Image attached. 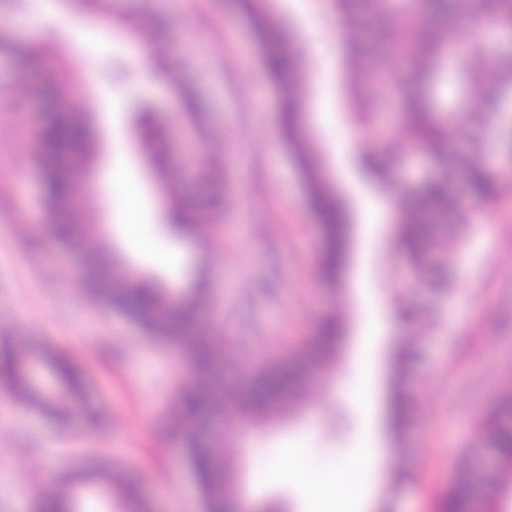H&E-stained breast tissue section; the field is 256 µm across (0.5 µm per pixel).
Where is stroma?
Returning <instances> with one entry per match:
<instances>
[{
  "mask_svg": "<svg viewBox=\"0 0 512 512\" xmlns=\"http://www.w3.org/2000/svg\"><path fill=\"white\" fill-rule=\"evenodd\" d=\"M275 12L291 18L307 59L305 105L320 119L308 127L325 169L355 218L349 261L340 292L317 275L322 242L307 204L300 173L283 142L275 114L278 92L257 76L260 57L251 34L236 17L234 0H112L86 20L73 0H0V28L43 45L48 66L61 80L57 96L38 93L41 72L0 55V343L65 354L86 368V392L96 424L73 413L55 424L0 387V512H43L42 493L85 459L109 453L115 466L138 476L151 512H204L186 452L170 427V411L182 383L194 376L179 351L147 336L124 315L87 297L75 275L77 254L55 241L41 188L30 164L32 129L62 110L68 75L91 70L95 85L84 103L93 113L95 153L86 171L81 221L98 229L127 265L183 287L204 267L211 305L197 321L232 347L234 367L247 373L267 364L275 350H293L314 336L320 319L341 308L348 334L331 371L311 378L301 405L259 427L225 407L219 429L237 452H249L261 478L253 506L280 498L303 512L298 485L286 478L277 449H303L320 469L337 466L374 436L385 454L380 491L370 512H436L457 469L482 449L478 418L492 395L512 381V187H503L486 217H474L462 233L465 248L453 261L450 295L407 285L410 265L391 247L382 228L366 227L371 209L385 199L351 181L353 127L342 81L338 15L318 0H275ZM165 17L168 30L157 57L170 68L149 80L131 59L141 19ZM81 46L67 59L58 47ZM192 88L204 111L201 128L183 118L176 85ZM153 96L167 111L163 148L173 171L193 162H225L219 183L185 189L188 207H206L227 194L231 204L216 215V231L204 239L176 240L166 230L167 200L126 110L131 90ZM122 157L142 201L138 256L124 245L125 229L112 226V163ZM377 310L384 329L372 352L373 398L363 411L350 395L362 357L363 327ZM411 343V427L403 436L383 423L393 357Z\"/></svg>",
  "mask_w": 512,
  "mask_h": 512,
  "instance_id": "obj_1",
  "label": "stroma"
}]
</instances>
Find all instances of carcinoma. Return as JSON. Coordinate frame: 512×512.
I'll use <instances>...</instances> for the list:
<instances>
[{"mask_svg": "<svg viewBox=\"0 0 512 512\" xmlns=\"http://www.w3.org/2000/svg\"><path fill=\"white\" fill-rule=\"evenodd\" d=\"M274 0H238L243 26L258 41L262 54L261 76L275 83L281 93L278 120L281 132L305 182L309 202L320 222L323 247L318 261L320 277L337 287L346 260V225L349 224L345 201L324 171L316 149L306 133L303 121L302 53L279 33L273 17ZM329 8L343 19L342 38L347 49L344 73L350 111L356 130L367 132L374 117L384 107V99L368 90L394 68H401L405 82L398 88L401 133L409 134V150L430 158L441 170L448 167L463 181V193L456 192L444 175L429 176L414 184L396 180L391 157L394 146L386 142L374 146L365 143L364 164L374 179L388 192L400 187L409 204L399 206L392 219L395 244L408 256L412 278L419 285L439 291L453 286L448 276L452 251L440 242L429 225L440 218L460 229L470 223L469 211L462 204L467 196L480 206L491 207L498 200L497 184L512 185V114L498 113L488 131L499 138L507 166L499 169L486 160L481 143L448 160V147L464 124L485 125L487 113L501 104L512 89V47L487 70L481 46H470L465 55L448 57L460 22L475 14L491 16L497 27L512 37V0H328ZM0 53L12 54L32 64H44V56L28 43L0 31ZM446 81L462 89L454 106L442 111L429 99L431 86ZM83 100L71 105L40 125L33 133L31 161L39 175L42 196L52 219V231L58 244L72 246L84 234L79 222L78 188L93 154L95 138ZM140 142L158 175L167 186L172 176L167 156L157 148L162 129L152 109L143 110ZM174 216L171 227L188 238L213 229L207 213L187 210L184 199L169 205ZM79 282L100 304L118 310L137 323L148 335L181 349L189 358L197 379L183 385L172 407L174 431L182 437L189 463L199 483L205 512H225L234 496L241 471L224 441L212 436L195 435L190 424L203 412L220 418V406L228 397L238 411L261 422L297 406L306 391V378L291 364L275 363L252 375L224 383V369L231 363L227 348L198 325L197 311L209 301L206 284L194 283L182 290L162 288L143 277L133 276L128 268L112 264L107 245L80 255ZM346 335L345 317L335 311L320 321L315 336L296 349L318 372L330 370ZM32 349L5 346L0 351V382L23 403L60 422L76 407L91 423L97 413L88 405L84 372L62 354L46 351L43 358L53 379V391L44 393L30 377L28 363ZM411 349L405 344L395 356L397 387L393 409L396 436L404 434L411 423L409 403L402 386L410 371ZM479 430L498 461L496 477H512V382L501 388L489 408L479 418ZM96 487L110 494L117 490L126 504V512H146L136 485L110 464L93 466L64 474L46 498V512H73L84 490ZM471 479L461 477L443 494L437 512H470Z\"/></svg>", "mask_w": 512, "mask_h": 512, "instance_id": "cac0c4a2", "label": "carcinoma"}]
</instances>
